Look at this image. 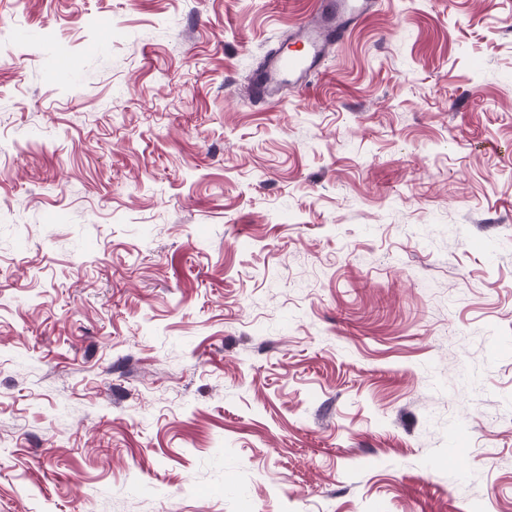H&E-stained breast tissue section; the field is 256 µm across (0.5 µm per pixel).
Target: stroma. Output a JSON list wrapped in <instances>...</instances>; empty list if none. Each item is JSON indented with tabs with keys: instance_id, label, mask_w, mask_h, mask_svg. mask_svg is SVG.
Wrapping results in <instances>:
<instances>
[{
	"instance_id": "35a3bbf8",
	"label": "stroma",
	"mask_w": 512,
	"mask_h": 512,
	"mask_svg": "<svg viewBox=\"0 0 512 512\" xmlns=\"http://www.w3.org/2000/svg\"><path fill=\"white\" fill-rule=\"evenodd\" d=\"M312 2L0 0V512H512V0ZM375 0H317L311 20L303 21L288 39L299 50L287 53L278 46L255 72L252 93L271 100L286 80L301 84L324 60L327 50L370 15Z\"/></svg>"
}]
</instances>
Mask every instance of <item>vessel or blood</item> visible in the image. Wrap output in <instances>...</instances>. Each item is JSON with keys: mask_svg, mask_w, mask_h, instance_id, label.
<instances>
[{"mask_svg": "<svg viewBox=\"0 0 512 512\" xmlns=\"http://www.w3.org/2000/svg\"><path fill=\"white\" fill-rule=\"evenodd\" d=\"M374 4L375 0H316L313 18L300 23L291 36L295 52L273 50L254 74L252 93L269 99L283 82L302 83L320 66L328 48L370 15Z\"/></svg>", "mask_w": 512, "mask_h": 512, "instance_id": "b4317fda", "label": "vessel or blood"}]
</instances>
